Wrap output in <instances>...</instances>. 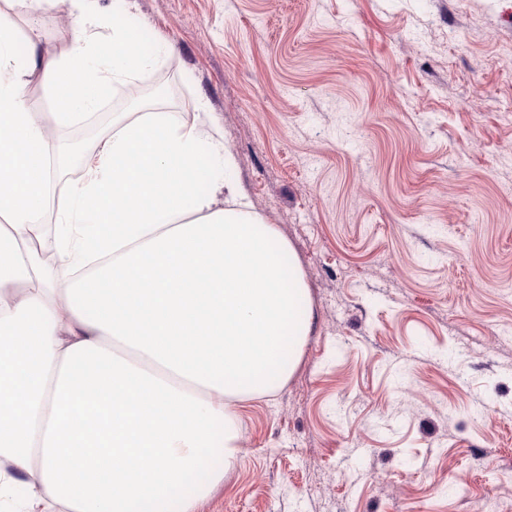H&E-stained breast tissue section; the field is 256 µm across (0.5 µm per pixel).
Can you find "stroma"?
<instances>
[{"mask_svg": "<svg viewBox=\"0 0 512 512\" xmlns=\"http://www.w3.org/2000/svg\"><path fill=\"white\" fill-rule=\"evenodd\" d=\"M56 56L78 20L38 15ZM145 112L199 99L313 309L197 512H512V0H134ZM107 84L61 144L126 104Z\"/></svg>", "mask_w": 512, "mask_h": 512, "instance_id": "obj_1", "label": "stroma"}]
</instances>
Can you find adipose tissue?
Instances as JSON below:
<instances>
[{"label": "adipose tissue", "instance_id": "ef3b65f1", "mask_svg": "<svg viewBox=\"0 0 512 512\" xmlns=\"http://www.w3.org/2000/svg\"><path fill=\"white\" fill-rule=\"evenodd\" d=\"M0 11V512H197L237 454V400L296 368L313 311L292 247L253 212L206 100L128 112L80 173L50 130L154 57L92 0ZM66 5L56 57L14 17ZM38 83L51 112L24 89ZM63 193H55L57 181Z\"/></svg>", "mask_w": 512, "mask_h": 512}]
</instances>
